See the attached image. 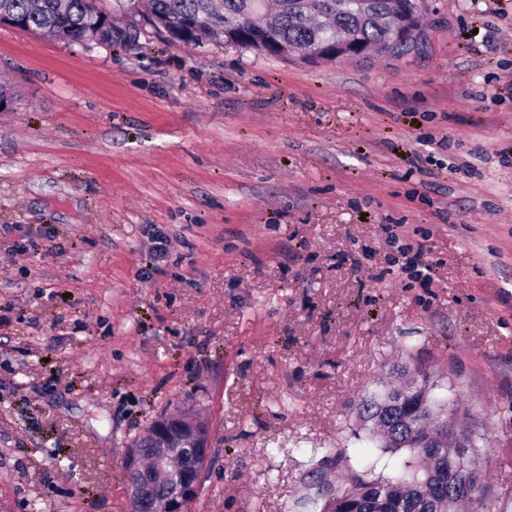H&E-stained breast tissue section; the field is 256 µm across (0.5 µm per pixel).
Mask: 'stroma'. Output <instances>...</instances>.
<instances>
[{"mask_svg": "<svg viewBox=\"0 0 512 512\" xmlns=\"http://www.w3.org/2000/svg\"><path fill=\"white\" fill-rule=\"evenodd\" d=\"M419 8L415 52L337 64L0 23L11 512H129L130 443L194 407L211 458L191 512L395 475L409 451L381 452L355 407L396 363L427 370L490 512H512V0Z\"/></svg>", "mask_w": 512, "mask_h": 512, "instance_id": "35a3bbf8", "label": "stroma"}]
</instances>
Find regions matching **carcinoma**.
<instances>
[{"label":"carcinoma","instance_id":"cac0c4a2","mask_svg":"<svg viewBox=\"0 0 512 512\" xmlns=\"http://www.w3.org/2000/svg\"><path fill=\"white\" fill-rule=\"evenodd\" d=\"M276 5L271 11L265 0H221L218 7L213 0H149V20L171 41L226 47L236 42L241 31L266 28L273 33L282 59L303 60L313 46L345 40L363 44L368 52L394 56L412 48L391 44L388 16L394 0H276ZM96 13V0H0V21H18L25 31L49 33L75 44L98 37L124 46L135 42L137 35L113 28L107 15L91 26ZM409 373L421 381L413 397L400 398L407 384L382 381L380 390L363 396L356 411L361 426L382 451L411 453L413 472L369 481L353 477L336 491L325 483L316 496L301 501L322 503L321 512H452L460 504L470 512H487L483 484L469 497L443 505L435 501L442 486L469 476L477 457L471 436L448 426V411L432 398L424 369L400 370L402 376ZM419 437L436 444L435 453L419 448Z\"/></svg>","mask_w":512,"mask_h":512}]
</instances>
